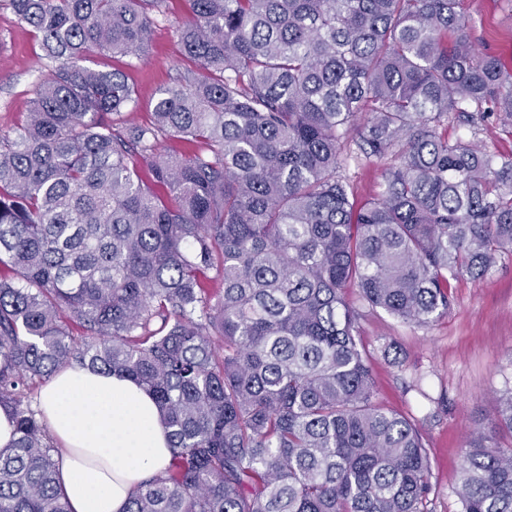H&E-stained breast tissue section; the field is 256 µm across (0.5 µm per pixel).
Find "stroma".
Listing matches in <instances>:
<instances>
[{"label": "stroma", "mask_w": 512, "mask_h": 512, "mask_svg": "<svg viewBox=\"0 0 512 512\" xmlns=\"http://www.w3.org/2000/svg\"><path fill=\"white\" fill-rule=\"evenodd\" d=\"M459 10L476 51L495 57L512 76V0H461ZM185 17L184 0H166L163 13L153 16L144 58L97 59V68L121 70L134 87L130 120L148 122L160 90L174 85L184 71L176 26ZM40 54L33 28L0 7V133L23 121L44 69ZM129 119L120 115L112 123L119 128ZM472 137L489 153L512 155V121L499 115L475 127L449 118V140ZM451 292L448 314L431 326L411 327L381 310L360 323L378 400L424 434L433 512H461L456 490L466 438L488 427L504 382L512 379V259L502 260L483 279L453 282Z\"/></svg>", "instance_id": "stroma-1"}]
</instances>
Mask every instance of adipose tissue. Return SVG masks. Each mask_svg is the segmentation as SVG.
Wrapping results in <instances>:
<instances>
[{
    "label": "adipose tissue",
    "instance_id": "1",
    "mask_svg": "<svg viewBox=\"0 0 512 512\" xmlns=\"http://www.w3.org/2000/svg\"><path fill=\"white\" fill-rule=\"evenodd\" d=\"M39 407L72 512H124L134 489L170 463L157 405L130 379L66 368L43 386Z\"/></svg>",
    "mask_w": 512,
    "mask_h": 512
}]
</instances>
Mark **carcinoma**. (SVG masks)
I'll return each mask as SVG.
<instances>
[{
	"label": "carcinoma",
	"instance_id": "1",
	"mask_svg": "<svg viewBox=\"0 0 512 512\" xmlns=\"http://www.w3.org/2000/svg\"><path fill=\"white\" fill-rule=\"evenodd\" d=\"M4 2L51 66L0 136L17 433L0 512H71L31 386L75 366L132 378L168 431L171 463L125 512H432L424 435L378 403L360 320L427 327L452 282L512 257V156L443 134L450 112L512 120V78L459 0H185L187 75L119 131L134 91L87 62L145 56L165 0ZM168 137L192 152L157 157ZM387 160L357 203L342 170ZM457 494L461 512H512L509 384Z\"/></svg>",
	"mask_w": 512,
	"mask_h": 512
}]
</instances>
